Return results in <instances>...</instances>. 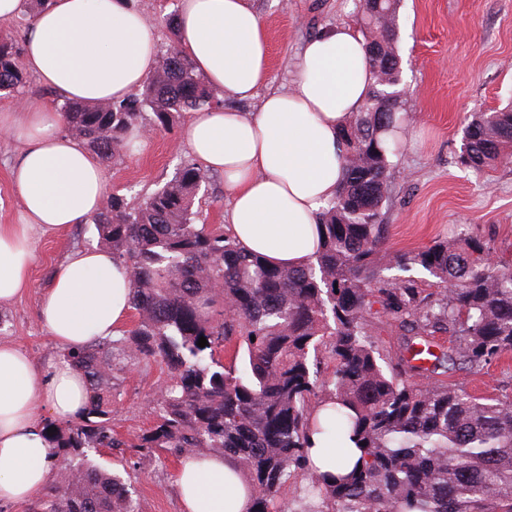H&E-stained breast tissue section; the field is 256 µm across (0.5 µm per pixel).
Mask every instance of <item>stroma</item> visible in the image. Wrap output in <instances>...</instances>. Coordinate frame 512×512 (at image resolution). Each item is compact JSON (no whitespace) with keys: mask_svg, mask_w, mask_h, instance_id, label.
I'll list each match as a JSON object with an SVG mask.
<instances>
[{"mask_svg":"<svg viewBox=\"0 0 512 512\" xmlns=\"http://www.w3.org/2000/svg\"><path fill=\"white\" fill-rule=\"evenodd\" d=\"M154 25L158 52L174 44L166 23L179 0H130ZM267 23L272 87L290 84L292 62L305 40L322 29L358 21L357 0H253ZM398 51L407 87L405 107L415 118L401 153L394 157V195L385 209L391 250L425 249L461 234L480 238L487 258L512 263V160L475 173L457 165L467 113L493 109L512 99V0H403ZM20 143L0 133V224L14 223L19 204L9 173ZM181 126L154 133L131 154L103 161L108 192L140 199L192 160ZM208 191L195 203L198 221L225 223L230 199L224 176L208 172ZM31 286L21 298L0 305V343L21 346L41 368L58 357L43 327L39 300L53 269L76 248L98 244L94 224L34 237ZM166 376L155 361L131 359L121 374L112 406V427L131 438L155 419L154 396ZM452 383L478 396L512 399V355L478 374L455 372ZM95 462L127 472L142 512H181L174 481L181 458L163 451H103Z\"/></svg>","mask_w":512,"mask_h":512,"instance_id":"stroma-1","label":"stroma"}]
</instances>
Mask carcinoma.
I'll list each match as a JSON object with an SVG mask.
<instances>
[{
  "instance_id": "carcinoma-1",
  "label": "carcinoma",
  "mask_w": 512,
  "mask_h": 512,
  "mask_svg": "<svg viewBox=\"0 0 512 512\" xmlns=\"http://www.w3.org/2000/svg\"><path fill=\"white\" fill-rule=\"evenodd\" d=\"M401 0L367 23L370 96L342 132L344 178L318 224L320 247L301 269L246 253L222 228L196 223L206 173L187 163L137 203L112 194L91 218L100 243L129 271L132 327L63 358L87 378L83 413L47 435L69 456L31 512H141L119 473L92 463L101 448H158L237 463L253 487L251 512H512V401L448 382L512 353V264L492 266L465 235L422 250L387 251L383 210L392 195L394 132L405 123L394 66ZM17 47L0 37V93H20ZM220 102L192 64L170 53L139 93L118 103L66 101L69 134L102 159L133 149L129 131L168 129L182 113ZM512 158V101L472 112L457 164L482 171ZM425 271L385 277L382 261ZM384 317L402 330L394 355L369 331ZM208 345L198 346L200 337ZM235 346L224 363L221 352ZM158 361L157 422L131 440L112 430L122 359ZM332 375L322 376L325 359ZM335 402L323 425L314 415ZM336 428L363 449L361 468L313 471L312 436ZM307 478L306 483L297 477Z\"/></svg>"
}]
</instances>
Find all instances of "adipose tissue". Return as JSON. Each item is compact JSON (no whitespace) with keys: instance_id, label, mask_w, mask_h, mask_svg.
<instances>
[{"instance_id":"1","label":"adipose tissue","mask_w":512,"mask_h":512,"mask_svg":"<svg viewBox=\"0 0 512 512\" xmlns=\"http://www.w3.org/2000/svg\"><path fill=\"white\" fill-rule=\"evenodd\" d=\"M28 14L26 69L64 100H122L158 61L157 35L127 0H0V20ZM175 46L222 99L193 113L182 137L204 168L224 174L228 229L241 248L275 266L300 268L319 246L317 226L343 180L340 133L368 98L373 79L353 23L304 44L292 86L270 88L267 24L252 0H181ZM256 101L255 111L241 110ZM64 117L39 95L0 113V131L21 145L10 171L18 223L0 225V304L30 284L33 233L58 232L99 212L105 175L98 158L64 133ZM126 268L103 249L67 256L40 302L42 322L61 351L119 335L130 313ZM89 398L85 376L58 359L42 373L18 346L0 344V501L25 503L52 479L51 448L39 407L77 417ZM176 485L184 512H250L252 498L223 456L183 464Z\"/></svg>"}]
</instances>
